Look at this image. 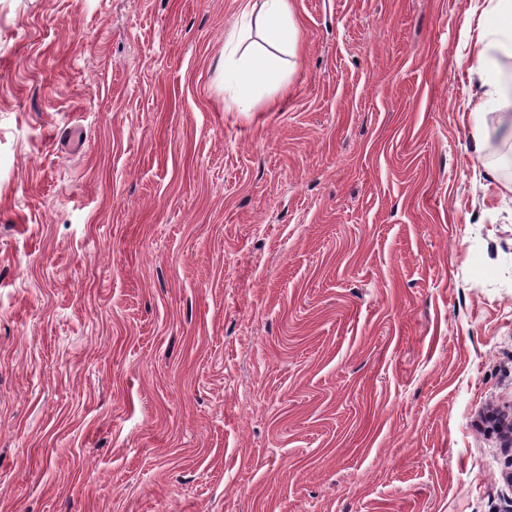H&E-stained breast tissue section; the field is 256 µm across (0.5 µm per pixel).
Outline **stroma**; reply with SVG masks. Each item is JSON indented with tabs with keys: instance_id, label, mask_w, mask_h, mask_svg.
<instances>
[{
	"instance_id": "35a3bbf8",
	"label": "stroma",
	"mask_w": 512,
	"mask_h": 512,
	"mask_svg": "<svg viewBox=\"0 0 512 512\" xmlns=\"http://www.w3.org/2000/svg\"><path fill=\"white\" fill-rule=\"evenodd\" d=\"M246 3L0 0V512H512L495 17L289 0L236 112ZM248 1L242 15V28H255L273 50L240 51V39H236L235 34L225 41L224 87H235L237 112L253 111L260 94L269 87L287 88L286 66L288 72L292 71L300 52V31L291 16L288 0ZM486 10L505 18V21L485 29L479 35L470 59V71L479 75V88L482 89L480 95L477 91L470 93V100L478 96L471 115L475 125L473 151L479 156L492 149L503 125L508 126L512 136V78L508 82L501 77L502 62L512 60V1L488 0ZM487 107L499 111L496 125L488 124Z\"/></svg>"
}]
</instances>
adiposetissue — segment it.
Returning <instances> with one entry per match:
<instances>
[{"instance_id":"adipose-tissue-1","label":"adipose tissue","mask_w":512,"mask_h":512,"mask_svg":"<svg viewBox=\"0 0 512 512\" xmlns=\"http://www.w3.org/2000/svg\"><path fill=\"white\" fill-rule=\"evenodd\" d=\"M489 13L498 24L478 37L470 70L479 75L481 93L472 112L473 150L482 155L492 149L501 126L512 129V81L501 76L503 61L512 60V0H488ZM243 29H256L268 44L266 50L240 47L239 39L224 43V82L234 86L237 111L249 112L267 88H287L286 66L298 59L300 31L288 8V0H254L242 15ZM499 113L497 124H488V110Z\"/></svg>"}]
</instances>
